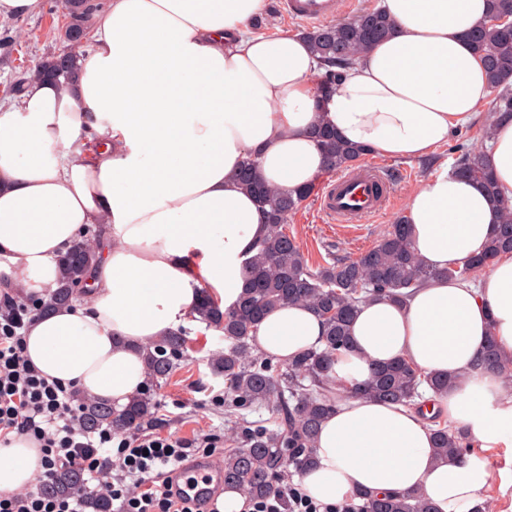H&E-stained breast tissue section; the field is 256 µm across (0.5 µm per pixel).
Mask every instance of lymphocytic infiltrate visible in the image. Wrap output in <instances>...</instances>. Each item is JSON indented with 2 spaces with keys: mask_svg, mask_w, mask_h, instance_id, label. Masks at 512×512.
Masks as SVG:
<instances>
[{
  "mask_svg": "<svg viewBox=\"0 0 512 512\" xmlns=\"http://www.w3.org/2000/svg\"><path fill=\"white\" fill-rule=\"evenodd\" d=\"M35 310L12 289H0V447L34 438L43 454L35 486L0 491V512H88L91 499L111 512H196L174 489V477L189 448H212L204 434L189 441L155 428L116 431L86 428L73 390L48 380L24 352V331ZM74 469L83 487L70 493L49 489L57 473ZM252 512H328L299 486L287 485L253 501Z\"/></svg>",
  "mask_w": 512,
  "mask_h": 512,
  "instance_id": "lymphocytic-infiltrate-1",
  "label": "lymphocytic infiltrate"
}]
</instances>
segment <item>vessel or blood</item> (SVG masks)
<instances>
[{
    "mask_svg": "<svg viewBox=\"0 0 512 512\" xmlns=\"http://www.w3.org/2000/svg\"><path fill=\"white\" fill-rule=\"evenodd\" d=\"M336 0H286L287 14L310 23L329 18ZM386 204L382 172L378 165H360L327 180L318 197L324 216L344 223H358L380 212ZM178 483L201 512H214L216 499L224 487V471L209 458H197L183 465Z\"/></svg>",
    "mask_w": 512,
    "mask_h": 512,
    "instance_id": "1",
    "label": "vessel or blood"
}]
</instances>
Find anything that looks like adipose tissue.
I'll return each instance as SVG.
<instances>
[{"label":"adipose tissue","mask_w":512,"mask_h":512,"mask_svg":"<svg viewBox=\"0 0 512 512\" xmlns=\"http://www.w3.org/2000/svg\"><path fill=\"white\" fill-rule=\"evenodd\" d=\"M260 5L112 0L94 13L76 83L32 82L0 102V282L47 296L58 257L95 232L86 292L26 330V355L44 376L125 405L144 382L146 346L187 324L202 289L236 306L268 233L234 178L245 158L271 189L308 188L325 168L310 133L322 121L349 144L422 159L477 123L492 93L468 39L488 23L490 0H382L394 32L325 93L306 40L251 32ZM493 121L490 170L512 199V118ZM406 218L413 251L442 272L483 253L502 210L482 183L444 168L410 191ZM491 333L512 354V256L474 284L441 275L406 302H361L336 377L350 386L403 358L454 376L448 420L480 447L511 448L512 387L479 366ZM322 345L323 325L302 304L270 311L256 338L282 363ZM314 454L302 482L326 505L358 490L418 491L439 512H476L490 478L472 460H437L426 421L369 398L338 403ZM41 458L28 437L0 449V489L32 483Z\"/></svg>","instance_id":"obj_1"}]
</instances>
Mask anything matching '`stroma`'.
Listing matches in <instances>:
<instances>
[{"label": "stroma", "mask_w": 512, "mask_h": 512, "mask_svg": "<svg viewBox=\"0 0 512 512\" xmlns=\"http://www.w3.org/2000/svg\"><path fill=\"white\" fill-rule=\"evenodd\" d=\"M69 18L59 0H44L39 14L0 20V87L25 80L29 69L41 58L62 49L63 33ZM482 130L474 125L454 132L446 146L424 160L391 159L371 154L390 179V201L381 212L358 224L332 223L317 208L316 197H309L289 215L288 229L310 265L334 259H346L372 247L402 215L411 189L442 166L453 164L454 148L464 144L481 145ZM189 339L186 357L173 369L167 382L155 388L158 427L162 432L192 440L203 434L218 437L220 444L212 453L223 462L227 450L222 438L230 424L223 403L216 397L224 391V380L214 375L209 360L224 349L218 332L204 324L186 326ZM474 461L485 464L491 473L487 494L496 512H512V447L482 448L472 446Z\"/></svg>", "instance_id": "obj_1"}]
</instances>
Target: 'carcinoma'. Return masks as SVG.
Instances as JSON below:
<instances>
[{"label": "carcinoma", "mask_w": 512, "mask_h": 512, "mask_svg": "<svg viewBox=\"0 0 512 512\" xmlns=\"http://www.w3.org/2000/svg\"><path fill=\"white\" fill-rule=\"evenodd\" d=\"M70 23L64 32L69 53H54L41 59L31 71L33 81L71 83L81 70L83 56L75 50L86 32L91 15L84 0H62ZM394 20L378 8L354 18L324 25L306 33L312 51L337 70L324 75L321 90L340 78L345 67L377 42L389 37ZM473 50L483 59L493 87L499 89L496 111L512 114V29L488 22L470 34ZM313 134L325 155L326 171L349 169L368 150L344 142L334 129L318 125ZM453 170L485 185L489 197L501 205L504 222L480 256L461 267L441 273L430 268L413 252L406 219H399L371 248L341 262L310 266L295 237L288 233V216L298 209L312 189L298 193L268 188L257 176L256 161L243 162L236 180L255 198L266 213L268 234L258 253L249 261V277L237 306L226 312L208 291L200 293L195 320L224 336V354L211 359L214 374L224 378V407L228 415L240 418L226 439L233 452L224 456V485L244 489L252 498L266 497L277 489L288 464L303 472L315 464L314 444L319 426L345 393L382 402L418 408L419 388L427 387L434 397L448 395L453 380L420 372L405 359L373 369L370 377L352 388L336 381V358L350 351V327L358 305L368 297H384L401 302L409 289L417 288L441 275L450 279L474 278L498 256L512 255V205L499 199L486 154L481 149L465 151L455 160ZM93 255L86 236L74 242L58 260L59 288L36 305L47 313L67 304L86 286ZM303 303L317 314L324 326V347L312 349L288 363L276 362L255 348V336L265 315L272 309ZM187 349L186 334L176 330L153 343L148 352L146 374L151 386L167 379ZM486 370H502L512 365V357L501 350L496 336L489 334L481 355ZM264 408L270 418L249 422L245 413ZM156 401L150 393H140L116 411L106 403L84 399L82 420L88 427L110 425L133 430L155 422ZM432 427L433 448L445 459L469 455L465 432L448 427L436 412L426 418ZM80 477L73 471L57 474L54 487L73 490ZM336 512H437L420 493L394 492L383 496L358 491L336 507Z\"/></svg>", "instance_id": "cac0c4a2"}]
</instances>
